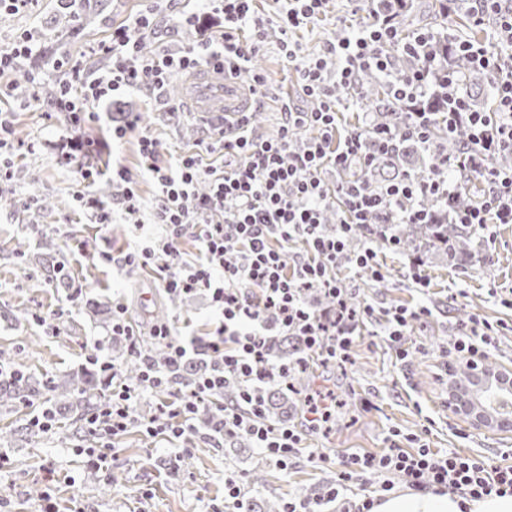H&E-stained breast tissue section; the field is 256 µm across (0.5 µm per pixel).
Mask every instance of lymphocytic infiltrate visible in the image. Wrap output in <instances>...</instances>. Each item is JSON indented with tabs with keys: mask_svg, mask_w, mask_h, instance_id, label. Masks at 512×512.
Returning <instances> with one entry per match:
<instances>
[{
	"mask_svg": "<svg viewBox=\"0 0 512 512\" xmlns=\"http://www.w3.org/2000/svg\"><path fill=\"white\" fill-rule=\"evenodd\" d=\"M211 2L210 12L184 17L186 24L208 33L197 45L175 54H143L141 44L154 22L150 15L141 14L113 28L110 39L100 44V51L112 57L107 75L86 77L81 65L70 61L66 64L70 78L59 85L58 102L70 112L76 130L75 136L64 137L60 144L68 163L94 153L96 141L79 137L78 131L98 122L95 105L119 89L145 83L161 89L174 73L225 65L236 74H248L252 94L261 93L267 78L252 71L250 63L270 25L280 34V49L307 100L303 108L285 107L273 139L251 134L247 112L231 118L229 126H215L219 153L215 164L188 151L175 165H159L156 141L141 136L140 154L159 186L150 207L157 232L124 251H99L96 259L126 271L155 267L158 284L168 295L207 293L220 317L204 338H183L174 324L161 322L146 339L126 307L116 305L106 339L124 337L129 350L143 360V378L136 385L124 383L114 361L104 354L106 339L96 340L90 362L98 366L108 396L85 421L98 447L90 466L103 469L105 450L113 439L139 423L147 433L167 434L178 456L187 454L192 439L199 435L217 442L244 435L284 471L303 455L319 465H335L334 480L318 494L288 501L281 512H320L322 505L336 501L350 483L367 474L381 476L378 490L382 493L402 486L458 493L474 500L511 495V464L493 466L479 454H439L416 434L393 441L381 454L348 451L338 455L328 448H307L311 433L328 432L333 416L321 385L305 395L298 420L273 427L266 424L265 412L269 390L291 386L298 370L317 364L344 369L353 336L379 316L372 304L349 306V290L336 274L341 261L382 279L377 251L398 250L397 225L439 221V213L423 205L428 197L447 207L452 223L474 232L490 224H512V169L494 164L495 156L512 154V0H448L449 11L464 9L473 27L490 30L485 41H462L453 49L486 73L495 90V107L489 112L472 111L460 90L461 73H440L448 88L446 127L452 133L466 128V141L439 158L427 177L408 175L375 191L361 174L348 177V170H368L376 156L390 154L400 139L429 141V114L423 102L429 79L436 74L434 63L422 59L416 70L404 75L394 69L395 57L419 52L428 43L429 33L404 35L396 14L382 12L380 0H349L350 16L342 22L345 36L330 40L320 53L307 54L290 35L317 20L325 0H277L279 7L268 21L256 17L254 0ZM246 25L254 30L248 42L238 35ZM366 70L390 80L393 96L406 106L409 120L398 130L365 121L341 134L339 93L353 90ZM302 136L307 139L305 148L290 152V145ZM327 166L343 176L337 189H330L321 178ZM452 172L480 182L484 195L479 205L454 207L457 187L448 179ZM203 181L210 190L201 195L197 186ZM331 209L337 211L338 219L329 224L323 215ZM360 227L366 242L357 253L346 255L347 241ZM190 233L200 242V254L188 262L181 257L179 243ZM292 244L297 252H289ZM431 314L429 307L417 305L399 306L381 315L382 333L399 359L411 354L405 342L407 328ZM499 331L488 321L469 320L460 325L450 348L462 362L484 360ZM272 336L299 338L304 356L270 363L266 348ZM201 355L209 357V370L192 388L175 391L158 405L148 421L139 422L136 404L142 394L169 389L175 371ZM229 387L235 394L226 401L222 394Z\"/></svg>",
	"mask_w": 512,
	"mask_h": 512,
	"instance_id": "1",
	"label": "lymphocytic infiltrate"
}]
</instances>
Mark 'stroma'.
<instances>
[{
  "mask_svg": "<svg viewBox=\"0 0 512 512\" xmlns=\"http://www.w3.org/2000/svg\"><path fill=\"white\" fill-rule=\"evenodd\" d=\"M207 0H107V7L88 26L66 57L80 62L87 76L104 72L95 47L109 39L113 27L141 13L155 17L150 53L175 52L200 38L199 32L180 26L183 13L201 14ZM59 9L57 0H35L31 11L0 13V50L18 36L46 28ZM349 11L346 0H329L325 15L296 33L306 52L313 53L341 26ZM277 31H269L263 50L253 59V70L265 74L271 90L266 98L253 99L259 121L257 136L277 133L283 101L296 92V77L279 50ZM186 74L174 75L170 89L156 91L144 85L115 96L122 111L140 115L141 132L159 144V160L174 162L186 151L207 154L211 117L192 111ZM13 126L11 177L0 180V193L8 207L0 208V358L41 383L66 374L92 378L87 363L94 339L104 336L113 303H124L142 333H149L158 313H165L181 336L208 335L217 312L205 297L176 301L161 292L148 268L125 273L97 265L93 247L119 248L133 237V219L119 205L123 182L113 180L114 168L129 171L143 202L136 220L151 222L149 204L157 185L144 168L139 134L111 141L112 114L88 130L103 148L93 161V180L82 177L77 165L64 164L59 138L67 129L57 111L14 93L0 99ZM98 196L112 211V226L103 231L86 213L78 196ZM50 199L53 213L41 218L42 199ZM22 254H15V247ZM472 258H448L445 253L424 257L421 281L409 275V252L379 250L377 259L385 277L370 276L341 266L338 274L358 301L382 307L424 304L432 315L414 324L410 341L415 351L401 361L383 338L356 339L346 372L336 378V392L345 401L344 415L328 437H313L312 447L339 450L359 448L383 451L391 432L401 434L427 427L433 450L479 453L494 464H512V433L476 430L448 408V366L456 357L448 350L456 327L472 318L512 321V309L502 301L512 295V224H492L472 236ZM64 265L73 285L81 288L79 300L57 287L51 275ZM366 398L372 408L357 411L356 400ZM43 408L42 400L16 401L0 407V451L9 466L0 469V512H225L224 475L234 472L248 503H279L314 496L332 477L331 470L299 461L289 472L262 462L258 449L248 444L225 443L216 448L195 441L188 455L175 457L168 440L150 436L140 428L128 429L108 453L106 467L94 471L87 465L91 438L79 434L69 417L58 418L51 431L33 427L31 419ZM263 464L265 481L254 486L250 473ZM108 495H101L104 485Z\"/></svg>",
  "mask_w": 512,
  "mask_h": 512,
  "instance_id": "35a3bbf8",
  "label": "stroma"
}]
</instances>
